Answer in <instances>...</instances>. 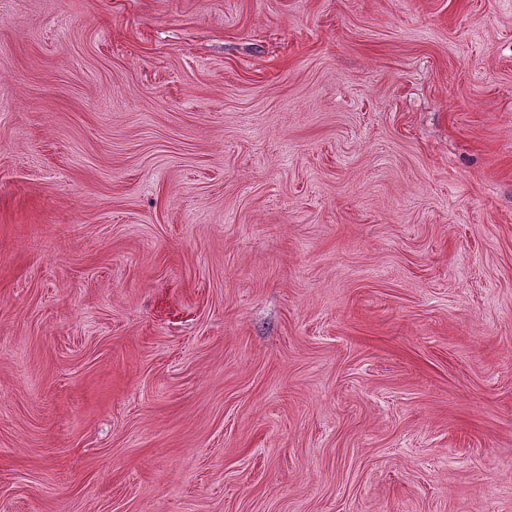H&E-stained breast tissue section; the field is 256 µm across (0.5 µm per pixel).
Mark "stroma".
<instances>
[{"instance_id": "stroma-1", "label": "stroma", "mask_w": 512, "mask_h": 512, "mask_svg": "<svg viewBox=\"0 0 512 512\" xmlns=\"http://www.w3.org/2000/svg\"><path fill=\"white\" fill-rule=\"evenodd\" d=\"M0 512H512V0H0Z\"/></svg>"}]
</instances>
